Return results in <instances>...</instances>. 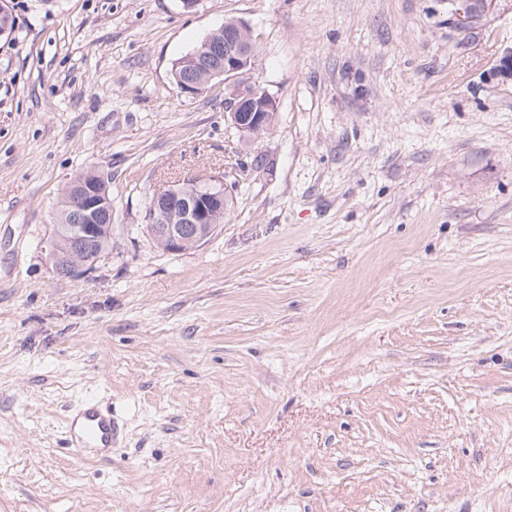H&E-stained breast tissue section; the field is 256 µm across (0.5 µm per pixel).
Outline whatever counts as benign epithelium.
Listing matches in <instances>:
<instances>
[{
  "mask_svg": "<svg viewBox=\"0 0 512 512\" xmlns=\"http://www.w3.org/2000/svg\"><path fill=\"white\" fill-rule=\"evenodd\" d=\"M493 0H453L457 24L466 28L487 11ZM256 40L250 26L232 19L212 31L185 57L186 68L178 88L197 95L215 80L224 81L227 120L243 137L258 138L270 126L278 104L276 98L254 85L251 73ZM70 250L62 255L49 250L57 272L77 276L87 273L80 256L96 245L99 229L112 225L111 211L102 208L99 190L81 185L68 200ZM227 200L224 177L208 172L187 181H177L153 194L147 210V230L164 250L182 252L204 245L224 217Z\"/></svg>",
  "mask_w": 512,
  "mask_h": 512,
  "instance_id": "1",
  "label": "benign epithelium"
}]
</instances>
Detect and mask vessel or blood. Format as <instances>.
I'll use <instances>...</instances> for the list:
<instances>
[{"instance_id": "vessel-or-blood-1", "label": "vessel or blood", "mask_w": 512, "mask_h": 512, "mask_svg": "<svg viewBox=\"0 0 512 512\" xmlns=\"http://www.w3.org/2000/svg\"><path fill=\"white\" fill-rule=\"evenodd\" d=\"M114 439L112 411L88 403L73 413L63 445L71 454L86 458L111 448Z\"/></svg>"}]
</instances>
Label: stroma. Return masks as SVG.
I'll return each mask as SVG.
<instances>
[{
	"mask_svg": "<svg viewBox=\"0 0 512 512\" xmlns=\"http://www.w3.org/2000/svg\"><path fill=\"white\" fill-rule=\"evenodd\" d=\"M0 36V512H512V0H7ZM229 18L278 100L242 139L175 60ZM112 248L59 274L63 189ZM233 205L158 248L150 195ZM111 403L109 460L62 450ZM475 1L453 0L457 24L461 29H465L471 22L480 17L483 12H486L494 0H479V8L475 7ZM92 173H81L74 181L64 189L60 203V210L58 218L60 221L67 222L68 207L66 200L69 197L70 190L73 184L94 183L96 178L91 176ZM98 186H77L73 194L69 197L68 205L70 207L69 213L72 224L70 225V242L72 244L70 250L62 255L57 250L51 248L52 241H55V236L58 231V225L54 224L50 232L49 242V258L58 273H63L69 276H77L90 272L95 268L96 262L99 258L106 253L112 245V237L105 233L97 248L89 251L96 245L99 239V229L108 225L112 229V208L111 210L103 209L102 203L99 200ZM86 258L89 259L88 269L82 265L80 256L86 253ZM88 270V271H87ZM224 179L226 175L203 172L154 193L147 210V230L155 242L172 252L204 245L227 209Z\"/></svg>",
	"mask_w": 512,
	"mask_h": 512,
	"instance_id": "35a3bbf8",
	"label": "stroma"
}]
</instances>
